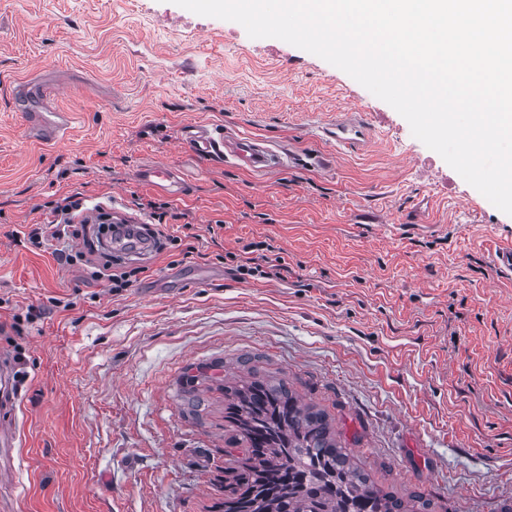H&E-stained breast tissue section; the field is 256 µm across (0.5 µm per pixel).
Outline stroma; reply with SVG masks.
Masks as SVG:
<instances>
[{
	"instance_id": "obj_1",
	"label": "stroma",
	"mask_w": 512,
	"mask_h": 512,
	"mask_svg": "<svg viewBox=\"0 0 512 512\" xmlns=\"http://www.w3.org/2000/svg\"><path fill=\"white\" fill-rule=\"evenodd\" d=\"M30 77L62 82L72 133L32 142ZM359 112L366 142L323 130ZM287 157L263 176L187 160L190 123ZM328 155L317 168L314 157ZM164 162L174 199L136 179ZM81 193L131 221L139 200L191 227L115 294L88 254L23 233ZM512 248L496 208L342 70L172 0H0V352L23 355L7 512H224L240 463L224 388L285 384L324 411L378 489L428 512L512 504ZM283 257L279 278L238 260Z\"/></svg>"
}]
</instances>
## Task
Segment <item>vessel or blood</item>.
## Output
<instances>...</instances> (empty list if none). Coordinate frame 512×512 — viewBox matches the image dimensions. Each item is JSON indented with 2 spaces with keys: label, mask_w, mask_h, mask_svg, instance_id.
Returning a JSON list of instances; mask_svg holds the SVG:
<instances>
[{
  "label": "vessel or blood",
  "mask_w": 512,
  "mask_h": 512,
  "mask_svg": "<svg viewBox=\"0 0 512 512\" xmlns=\"http://www.w3.org/2000/svg\"><path fill=\"white\" fill-rule=\"evenodd\" d=\"M59 95L56 87L35 83L24 91V99L29 107L23 113L24 123L36 136L51 140L68 131L72 115L70 112L55 108L54 101ZM183 144L189 151L203 156H217L234 160L235 164L252 172H263L281 167L278 153L263 146L262 142L246 136L221 133L212 136L207 127L197 126L184 134ZM140 182L178 197L184 188L177 180L172 168L165 163H155L140 168L137 172ZM107 249L114 252L148 259L156 248L152 238L144 234L126 238L117 237L105 240ZM16 448V431L12 423H0V477L11 478L14 470L13 459Z\"/></svg>",
  "instance_id": "vessel-or-blood-1"
}]
</instances>
